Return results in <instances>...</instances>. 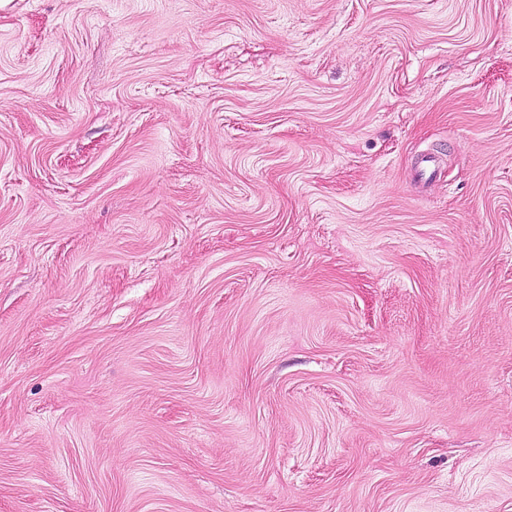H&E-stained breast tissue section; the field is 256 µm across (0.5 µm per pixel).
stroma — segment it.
Instances as JSON below:
<instances>
[{
	"label": "stroma",
	"mask_w": 512,
	"mask_h": 512,
	"mask_svg": "<svg viewBox=\"0 0 512 512\" xmlns=\"http://www.w3.org/2000/svg\"><path fill=\"white\" fill-rule=\"evenodd\" d=\"M0 512H512V0H5Z\"/></svg>",
	"instance_id": "1"
}]
</instances>
